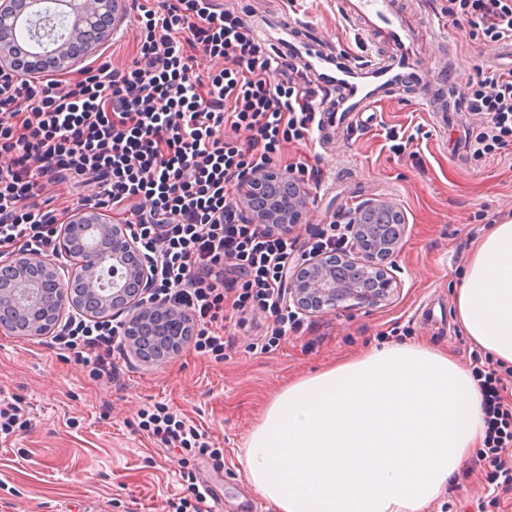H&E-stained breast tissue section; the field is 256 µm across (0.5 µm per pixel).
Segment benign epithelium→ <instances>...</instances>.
Masks as SVG:
<instances>
[{
	"label": "benign epithelium",
	"instance_id": "1",
	"mask_svg": "<svg viewBox=\"0 0 512 512\" xmlns=\"http://www.w3.org/2000/svg\"><path fill=\"white\" fill-rule=\"evenodd\" d=\"M54 4V15L62 20L73 19L71 29L59 35L41 38L29 44L20 39L41 14V5ZM121 0H0V67L16 66V58L24 56L33 69L53 67L71 69L81 57L68 51V46L87 31L101 29V20L112 17L118 23ZM263 199L258 210L247 209L246 215L261 224H296L307 207L305 195L297 190L294 180L286 174L269 170L242 189V199L252 203ZM402 218L401 213L385 202H370L344 216L353 225V239L345 253L318 254L308 258L293 271L288 280V302L301 313L335 310L348 303L357 307L376 306L398 290V281L391 270L392 258L406 233V224L386 228L365 223L368 213ZM57 254L66 258V273L60 264L44 255L19 253L7 264L17 269L16 278L0 287V307L12 308L25 324L27 336H41L44 327L55 323L60 314L88 316L82 300L90 297L106 310L131 313L127 329L135 337L149 326H163L166 336L162 346L142 352L131 345L134 354L145 362H160L178 352L187 342L188 315L174 314L166 305L147 302L151 291V270L138 255L124 224H114L103 214L78 209L71 223L64 226ZM356 278L371 279L372 288H361L347 276L338 274L341 266Z\"/></svg>",
	"mask_w": 512,
	"mask_h": 512
}]
</instances>
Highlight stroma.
<instances>
[{
  "label": "stroma",
  "instance_id": "35a3bbf8",
  "mask_svg": "<svg viewBox=\"0 0 512 512\" xmlns=\"http://www.w3.org/2000/svg\"><path fill=\"white\" fill-rule=\"evenodd\" d=\"M254 19L278 15L310 31L314 42L345 57L385 55L389 45L364 35L336 0H223ZM443 0H405L419 19L424 65L454 57L464 73L475 64L498 67L491 48L469 27L441 20ZM131 30L117 26L91 45L84 61H132ZM458 127L436 128L421 105L399 98L379 107L373 122L327 142L291 145L284 158L315 166L319 183L303 184L308 206L296 227L326 224L373 201L394 205L407 231L394 259L395 296L371 307L304 314L306 329L281 337L275 351L252 347L256 331L228 325L223 359L185 344L160 363L123 349L117 381H93L88 368L57 354L50 335L18 336L0 329V397L22 398L31 431L0 443V512H172L189 496L188 475L208 484L209 512H273L248 481L237 454L270 401L298 378L352 359L373 347L409 342L451 351L467 364L473 344L456 321V293L479 235L512 217V145L486 159L457 155V130H481L480 116L458 113ZM414 134L394 153L389 129ZM165 404L187 423L206 430L224 450V466L166 449L138 423L142 409ZM488 492L477 457H470L427 512H512V494L499 507L478 510Z\"/></svg>",
  "mask_w": 512,
  "mask_h": 512
}]
</instances>
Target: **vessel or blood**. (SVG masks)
Wrapping results in <instances>:
<instances>
[{
	"mask_svg": "<svg viewBox=\"0 0 512 512\" xmlns=\"http://www.w3.org/2000/svg\"><path fill=\"white\" fill-rule=\"evenodd\" d=\"M344 12L381 30L393 43L394 54L348 60L335 51L315 49L311 37L291 25L280 26L279 37L271 42L276 56L294 62L325 93L322 111L333 113L337 127L347 129L386 100L404 95L422 102L431 120L443 122L444 112L437 107L433 92L438 89L442 94L456 95V65L431 72L423 69L412 30L395 10L393 0H345Z\"/></svg>",
	"mask_w": 512,
	"mask_h": 512,
	"instance_id": "obj_1",
	"label": "vessel or blood"
}]
</instances>
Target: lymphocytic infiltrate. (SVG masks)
I'll return each mask as SVG.
<instances>
[{
    "label": "lymphocytic infiltrate",
    "instance_id": "1",
    "mask_svg": "<svg viewBox=\"0 0 512 512\" xmlns=\"http://www.w3.org/2000/svg\"><path fill=\"white\" fill-rule=\"evenodd\" d=\"M441 12L474 26L484 44L512 41V0H445ZM130 24L139 49L132 65L105 60L56 84L0 69V258L57 250L62 227L42 188L66 186L82 206L136 214L128 231L156 269L154 295L190 316L196 352L223 358L229 314L255 311L273 320L261 349L274 351L302 326L285 298L298 256L344 251L345 227L312 225L303 243L292 227L252 223L233 196L278 167L295 181L317 180L308 164L283 163L282 149L309 142L324 94L220 0H133ZM199 51L223 67L198 73ZM459 103L485 118L469 142L473 158L512 142V74L475 65L460 81ZM241 129L243 141L234 136ZM123 338L122 322L99 315L66 318L53 342L108 382ZM469 360L483 396L479 456L496 505L512 492V399L487 352L473 348ZM140 426L164 446L223 465L206 431L164 407Z\"/></svg>",
    "mask_w": 512,
    "mask_h": 512
}]
</instances>
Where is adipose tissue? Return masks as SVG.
<instances>
[{"instance_id":"1","label":"adipose tissue","mask_w":512,"mask_h":512,"mask_svg":"<svg viewBox=\"0 0 512 512\" xmlns=\"http://www.w3.org/2000/svg\"><path fill=\"white\" fill-rule=\"evenodd\" d=\"M456 299L465 336L512 364V219L478 239ZM484 433L471 373L403 343L289 385L237 458L275 512H425Z\"/></svg>"}]
</instances>
